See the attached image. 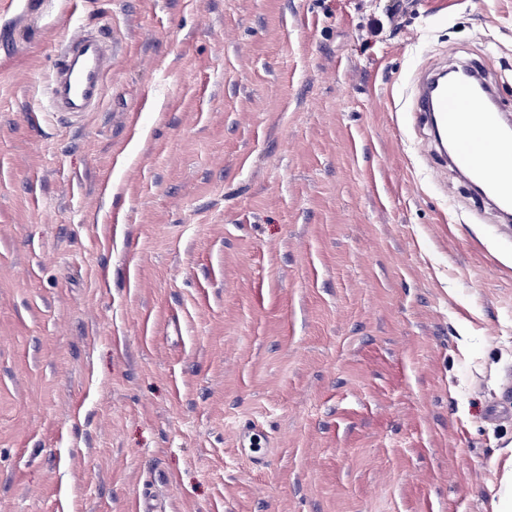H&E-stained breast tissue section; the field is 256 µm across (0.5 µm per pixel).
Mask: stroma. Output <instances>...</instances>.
<instances>
[{
  "label": "stroma",
  "mask_w": 512,
  "mask_h": 512,
  "mask_svg": "<svg viewBox=\"0 0 512 512\" xmlns=\"http://www.w3.org/2000/svg\"><path fill=\"white\" fill-rule=\"evenodd\" d=\"M73 14L117 52L49 112ZM435 59L512 109V0H0V512H512V225ZM447 69L434 66L421 79L412 112L429 123L437 144L452 152L440 156L445 166L460 174L478 201L493 207L508 222L512 213V125L510 112L486 82L482 64L457 68V77L436 83ZM487 83V82H486Z\"/></svg>",
  "instance_id": "stroma-1"
}]
</instances>
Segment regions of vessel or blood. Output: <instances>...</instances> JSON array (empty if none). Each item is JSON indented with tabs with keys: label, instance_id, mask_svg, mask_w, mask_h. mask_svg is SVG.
Returning <instances> with one entry per match:
<instances>
[{
	"label": "vessel or blood",
	"instance_id": "1",
	"mask_svg": "<svg viewBox=\"0 0 512 512\" xmlns=\"http://www.w3.org/2000/svg\"><path fill=\"white\" fill-rule=\"evenodd\" d=\"M114 49L99 32L81 28L58 53L48 105L55 112L96 108L112 69ZM443 66L421 79L412 110L429 123L437 143L451 154L441 163L460 174L481 204L512 217V116L483 83L482 64L460 65L456 77L440 81Z\"/></svg>",
	"mask_w": 512,
	"mask_h": 512
}]
</instances>
